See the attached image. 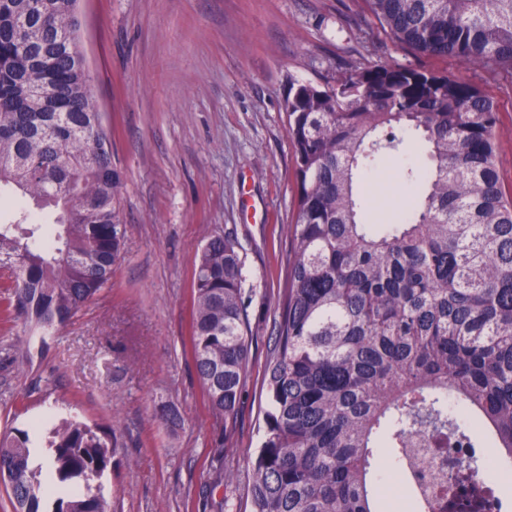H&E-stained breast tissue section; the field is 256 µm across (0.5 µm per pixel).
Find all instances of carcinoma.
Instances as JSON below:
<instances>
[{
    "mask_svg": "<svg viewBox=\"0 0 512 512\" xmlns=\"http://www.w3.org/2000/svg\"><path fill=\"white\" fill-rule=\"evenodd\" d=\"M383 33L434 58L512 75V0H364ZM73 0H0V267L6 314L43 336L105 288L124 246L112 147L77 56ZM294 248L253 467V512H377L374 456L420 438H493L512 461V191L494 161L499 113L476 86L400 65L297 85L286 106ZM413 134L422 194L391 224L360 222V170ZM243 261L210 235L192 281L190 345L209 408L230 418L248 346ZM54 512H112L98 482L112 427L61 419L48 435ZM25 431L0 437L14 512H44ZM476 512L471 494L450 502Z\"/></svg>",
    "mask_w": 512,
    "mask_h": 512,
    "instance_id": "carcinoma-1",
    "label": "carcinoma"
}]
</instances>
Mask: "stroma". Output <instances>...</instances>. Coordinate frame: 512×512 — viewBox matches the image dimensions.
Listing matches in <instances>:
<instances>
[{"instance_id": "obj_1", "label": "stroma", "mask_w": 512, "mask_h": 512, "mask_svg": "<svg viewBox=\"0 0 512 512\" xmlns=\"http://www.w3.org/2000/svg\"><path fill=\"white\" fill-rule=\"evenodd\" d=\"M92 99L112 134L124 249L101 291L40 339L0 317V434L28 432L46 463L44 424L71 415L117 442L103 482L112 512H252L253 462L278 355L297 184L285 104L292 85L331 86L377 65L433 69L494 101L501 181L512 188V79L418 54L378 28L363 0H80ZM408 137L358 187L361 220L388 224L412 204ZM241 249L248 365L233 417L215 420L190 350L192 279L208 236ZM30 343L22 357L17 343ZM173 405L177 424L160 407ZM224 450V484L208 455Z\"/></svg>"}]
</instances>
